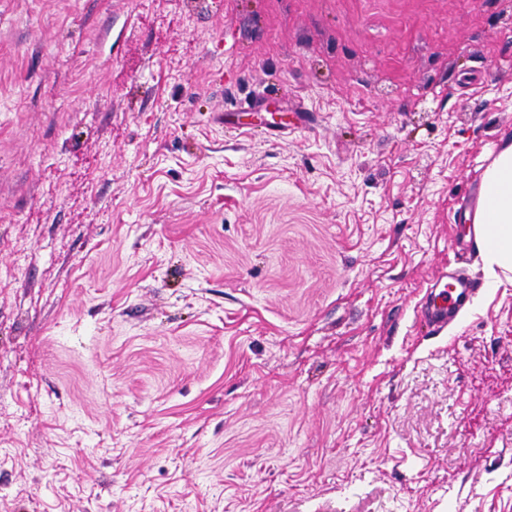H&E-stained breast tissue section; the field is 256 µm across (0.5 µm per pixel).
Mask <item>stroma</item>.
I'll list each match as a JSON object with an SVG mask.
<instances>
[{"instance_id":"stroma-1","label":"stroma","mask_w":512,"mask_h":512,"mask_svg":"<svg viewBox=\"0 0 512 512\" xmlns=\"http://www.w3.org/2000/svg\"><path fill=\"white\" fill-rule=\"evenodd\" d=\"M509 141L512 0H0V512H512ZM470 224L471 243L478 239L484 268L490 281H501L500 274L512 273V142L505 144L486 167L481 192L473 210L464 212ZM435 288H438V292L431 295L422 318L431 330L439 331L448 326L460 306L476 294L481 285L473 279L452 276L445 282L437 283Z\"/></svg>"}]
</instances>
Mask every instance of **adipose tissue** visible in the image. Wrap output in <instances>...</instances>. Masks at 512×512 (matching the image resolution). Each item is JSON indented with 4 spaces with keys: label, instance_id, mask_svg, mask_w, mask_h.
<instances>
[{
    "label": "adipose tissue",
    "instance_id": "obj_1",
    "mask_svg": "<svg viewBox=\"0 0 512 512\" xmlns=\"http://www.w3.org/2000/svg\"><path fill=\"white\" fill-rule=\"evenodd\" d=\"M466 222L481 225L478 246L491 282L512 273V142L505 144L486 167L475 207Z\"/></svg>",
    "mask_w": 512,
    "mask_h": 512
}]
</instances>
